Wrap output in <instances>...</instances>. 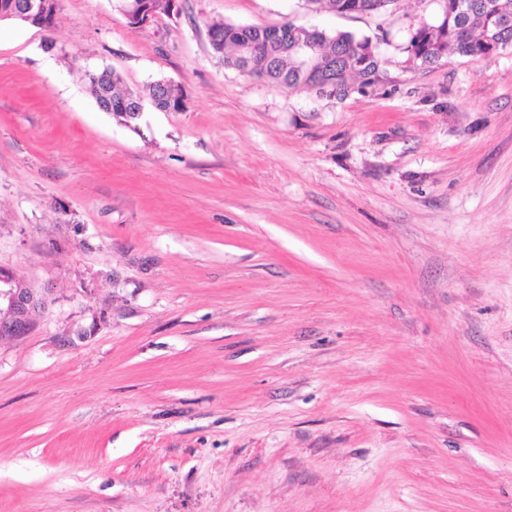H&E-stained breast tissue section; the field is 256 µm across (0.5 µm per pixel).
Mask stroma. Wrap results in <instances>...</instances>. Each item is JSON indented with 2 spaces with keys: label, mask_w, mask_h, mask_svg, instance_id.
I'll list each match as a JSON object with an SVG mask.
<instances>
[{
  "label": "stroma",
  "mask_w": 512,
  "mask_h": 512,
  "mask_svg": "<svg viewBox=\"0 0 512 512\" xmlns=\"http://www.w3.org/2000/svg\"><path fill=\"white\" fill-rule=\"evenodd\" d=\"M0 21V512H512V48L409 61L439 0H179ZM377 43L343 100L213 56L214 20ZM186 107L125 125L87 76ZM155 1V8L159 15H166V0H152ZM149 0L139 1V4H134L132 9L125 10L122 14L128 23L135 24L134 28H139L151 23L158 15L153 9ZM167 16V15H166ZM376 0H303L307 10L318 13L322 11L339 14H368L378 12L394 0H386V4L377 8L372 2ZM0 275V305L7 304V309L13 318L0 324V330L9 332L15 339H23L33 330L37 319L43 314V304L40 303L34 291L25 284L26 288H15L13 283L18 281L12 273L2 270ZM13 276H12V275Z\"/></svg>",
  "instance_id": "obj_1"
}]
</instances>
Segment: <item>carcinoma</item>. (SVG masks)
Listing matches in <instances>:
<instances>
[{"mask_svg":"<svg viewBox=\"0 0 512 512\" xmlns=\"http://www.w3.org/2000/svg\"><path fill=\"white\" fill-rule=\"evenodd\" d=\"M307 10L339 14H368L379 11L373 0H303ZM441 14L433 23H424L410 32L405 52L409 59L422 65L434 64L457 55L478 58L489 54L492 46L512 40V0H440ZM291 21L275 26H251L214 22L209 25L213 54L224 64L248 75H256L287 89H336L343 100L351 93L372 87L374 74L381 70L383 59L378 46L368 37L351 32L333 35L324 30L313 32L315 56L333 64L327 76L312 81L301 72L298 59L284 49ZM92 92L99 107L126 125L140 116L144 100L158 110L178 107L184 92L178 85L162 87L153 82L142 92L126 88L112 69L89 75Z\"/></svg>","mask_w":512,"mask_h":512,"instance_id":"carcinoma-1","label":"carcinoma"}]
</instances>
